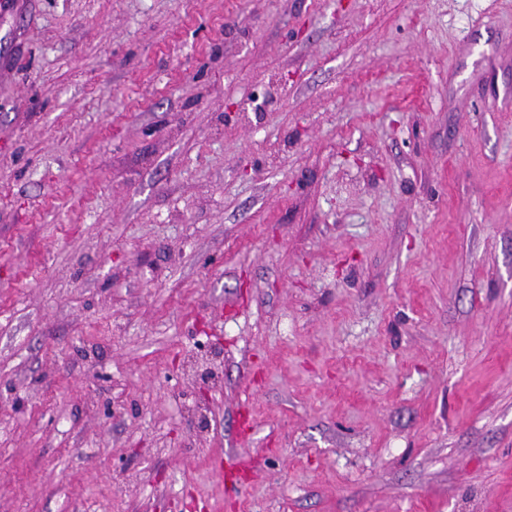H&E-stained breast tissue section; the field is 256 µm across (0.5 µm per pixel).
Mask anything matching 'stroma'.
<instances>
[{
	"label": "stroma",
	"mask_w": 512,
	"mask_h": 512,
	"mask_svg": "<svg viewBox=\"0 0 512 512\" xmlns=\"http://www.w3.org/2000/svg\"><path fill=\"white\" fill-rule=\"evenodd\" d=\"M205 498L512 512V0L0 6V512Z\"/></svg>",
	"instance_id": "obj_1"
}]
</instances>
